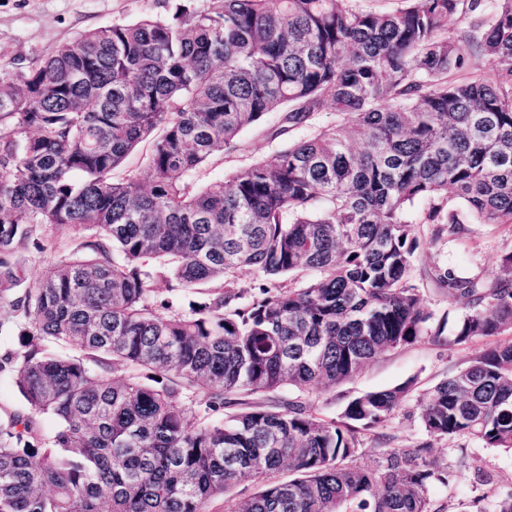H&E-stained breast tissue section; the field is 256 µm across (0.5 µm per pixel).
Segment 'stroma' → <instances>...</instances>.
Instances as JSON below:
<instances>
[{"mask_svg":"<svg viewBox=\"0 0 512 512\" xmlns=\"http://www.w3.org/2000/svg\"><path fill=\"white\" fill-rule=\"evenodd\" d=\"M168 8L167 0H0V64H26L46 58L61 46L77 43L87 30L162 14ZM280 122L281 115L275 112L260 125L243 131L240 150L212 156L197 173V184L204 186L228 178L289 140L304 137L301 129L273 137ZM423 209V202H416L409 214L419 243L412 280L428 310L453 320L464 313L465 306L449 298L436 278L437 268L447 267L458 275L486 282L495 280L501 256L512 251V226L468 223L461 225L455 235H441L436 225L421 223ZM488 345L485 339L456 344L448 336L439 340L422 337L381 353L361 373L313 399V407L323 418L336 419L349 399L416 379V394L405 401L389 425L380 434L361 437L363 458L374 457L379 448H413L424 443L430 444L431 456L442 463L466 455L467 468L450 486H431L433 512H492L498 497L512 491V455L469 439H428L419 417L420 394L464 367ZM484 473L490 474V481H481Z\"/></svg>","mask_w":512,"mask_h":512,"instance_id":"35a3bbf8","label":"stroma"}]
</instances>
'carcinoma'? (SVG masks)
Here are the masks:
<instances>
[{
    "instance_id": "1",
    "label": "carcinoma",
    "mask_w": 512,
    "mask_h": 512,
    "mask_svg": "<svg viewBox=\"0 0 512 512\" xmlns=\"http://www.w3.org/2000/svg\"><path fill=\"white\" fill-rule=\"evenodd\" d=\"M404 2L179 6L0 64V334L16 338L0 372L25 402L0 415V512H432L429 486L466 456L359 457L416 380L350 399L338 421L308 401L447 330L411 282L415 202L441 233L512 226V0ZM456 16L468 27L450 37ZM272 112L274 136L309 133L191 189ZM150 136V180L114 178ZM62 230L79 246L23 287L21 255ZM500 266L488 287L436 270L468 300L455 343L512 330V251ZM243 268L260 282L238 287ZM420 420L512 451V342L424 393ZM243 479L257 491L238 501Z\"/></svg>"
}]
</instances>
